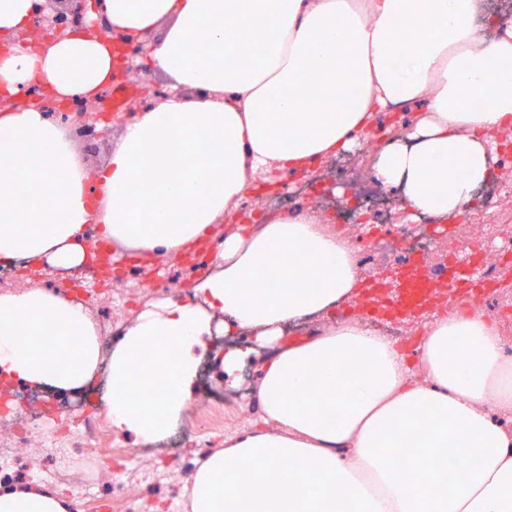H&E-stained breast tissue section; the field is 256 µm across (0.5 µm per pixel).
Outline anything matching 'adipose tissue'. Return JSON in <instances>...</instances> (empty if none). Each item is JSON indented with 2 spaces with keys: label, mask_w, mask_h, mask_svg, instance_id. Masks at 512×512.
<instances>
[{
  "label": "adipose tissue",
  "mask_w": 512,
  "mask_h": 512,
  "mask_svg": "<svg viewBox=\"0 0 512 512\" xmlns=\"http://www.w3.org/2000/svg\"><path fill=\"white\" fill-rule=\"evenodd\" d=\"M43 3L0 0V38ZM102 12L114 30L149 37L148 66L168 93L93 166L45 112L11 98L35 81L62 103L98 94L116 79L112 47L77 31L1 57L0 258L78 266L93 221L119 256H174L219 223L224 237L195 301L158 302L108 351L82 303L0 294V376L73 390L107 368L113 432L148 445L194 399L196 351L220 313L225 335L256 338L223 363L235 388L258 362L245 397L258 416L196 469L190 512H512L502 324L452 306L399 344L336 317L361 297L357 245L314 207L235 221L270 172L357 152L381 113L413 107L375 149L374 176L408 217L457 222L512 131V20L483 42L477 0H103ZM311 100L318 110L305 111ZM134 182L144 191L131 202ZM310 318L302 338L287 337ZM448 446L470 467L449 472ZM69 510L43 484L0 490V512Z\"/></svg>",
  "instance_id": "adipose-tissue-1"
}]
</instances>
